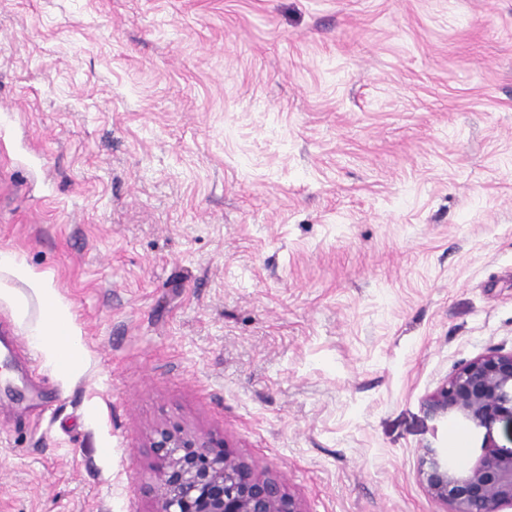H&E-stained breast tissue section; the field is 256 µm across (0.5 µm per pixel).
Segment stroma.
<instances>
[{"mask_svg":"<svg viewBox=\"0 0 512 512\" xmlns=\"http://www.w3.org/2000/svg\"><path fill=\"white\" fill-rule=\"evenodd\" d=\"M1 254L0 512H150L161 422L446 512L421 450L483 436L423 401L512 350V0H0ZM31 285L37 288L48 308L41 329L33 336L34 346L55 366L67 370L75 368L80 355V340L73 330L66 307L53 288L36 279L31 280Z\"/></svg>","mask_w":512,"mask_h":512,"instance_id":"obj_1","label":"stroma"}]
</instances>
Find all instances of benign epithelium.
<instances>
[{
  "label": "benign epithelium",
  "instance_id": "7a95c632",
  "mask_svg": "<svg viewBox=\"0 0 512 512\" xmlns=\"http://www.w3.org/2000/svg\"><path fill=\"white\" fill-rule=\"evenodd\" d=\"M433 416L448 415L486 433L512 423V351H490L467 362L427 395ZM147 494L153 512H306L283 479L230 451L213 437L182 427L155 426ZM418 477L448 512L512 510V449L489 442L474 465L454 468L442 451L423 449Z\"/></svg>",
  "mask_w": 512,
  "mask_h": 512
}]
</instances>
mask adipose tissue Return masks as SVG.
Wrapping results in <instances>:
<instances>
[{"label":"adipose tissue","instance_id":"obj_1","mask_svg":"<svg viewBox=\"0 0 512 512\" xmlns=\"http://www.w3.org/2000/svg\"><path fill=\"white\" fill-rule=\"evenodd\" d=\"M48 308L41 329L35 334L33 343L55 366L70 370L76 367L80 355V340L71 325L67 309L57 298L53 289L39 280H32Z\"/></svg>","mask_w":512,"mask_h":512}]
</instances>
